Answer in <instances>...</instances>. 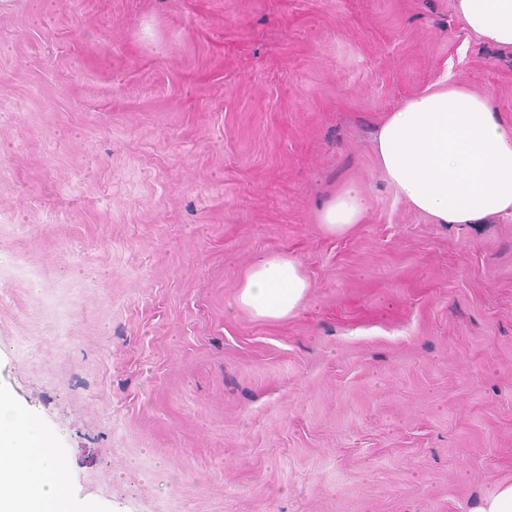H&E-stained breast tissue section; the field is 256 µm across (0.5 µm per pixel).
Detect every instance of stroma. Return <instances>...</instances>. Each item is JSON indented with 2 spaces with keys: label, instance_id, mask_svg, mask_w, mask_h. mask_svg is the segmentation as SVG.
I'll use <instances>...</instances> for the list:
<instances>
[{
  "label": "stroma",
  "instance_id": "obj_1",
  "mask_svg": "<svg viewBox=\"0 0 512 512\" xmlns=\"http://www.w3.org/2000/svg\"><path fill=\"white\" fill-rule=\"evenodd\" d=\"M512 121L455 0H0V392L74 512H468L512 483V217L378 166L444 75ZM369 198L343 235L321 205ZM310 282L240 309L269 252ZM237 288L238 306L259 319L281 320L293 314L310 283L297 258L272 252L244 273Z\"/></svg>",
  "mask_w": 512,
  "mask_h": 512
}]
</instances>
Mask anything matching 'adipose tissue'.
Here are the masks:
<instances>
[{
  "label": "adipose tissue",
  "mask_w": 512,
  "mask_h": 512,
  "mask_svg": "<svg viewBox=\"0 0 512 512\" xmlns=\"http://www.w3.org/2000/svg\"><path fill=\"white\" fill-rule=\"evenodd\" d=\"M465 26L484 41L512 49V0H455ZM378 164L398 196L440 224H481L512 216V123L490 98L443 79L389 112L378 130ZM365 196L344 188L320 208L332 235L360 223ZM310 283L299 260L272 252L238 283L236 303L265 320L288 318ZM31 419L0 394V512H71L63 497L65 468ZM27 466L29 488L16 493L13 460Z\"/></svg>",
  "instance_id": "ef3b65f1"
}]
</instances>
